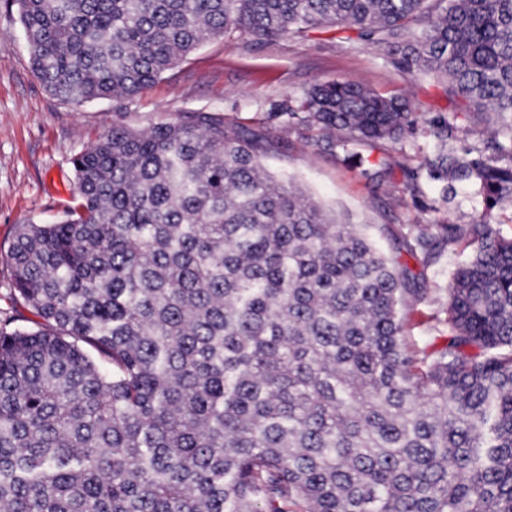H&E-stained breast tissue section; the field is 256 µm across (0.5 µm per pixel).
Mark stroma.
Instances as JSON below:
<instances>
[{
	"label": "stroma",
	"mask_w": 512,
	"mask_h": 512,
	"mask_svg": "<svg viewBox=\"0 0 512 512\" xmlns=\"http://www.w3.org/2000/svg\"><path fill=\"white\" fill-rule=\"evenodd\" d=\"M337 78L406 99L422 122L456 107L441 82L406 73L374 44L350 41L348 31L337 28L273 40L239 32L210 37L134 98L67 104L34 74L18 9L0 0V322L26 324L8 261L18 225L63 216L74 189L73 157L115 124L146 131L191 112H211L225 124L251 129L263 138L261 157L269 172L293 178L347 222L364 226L384 248L391 232L404 225L476 220L484 201L472 185H456L446 198L427 185L416 196L407 190V173L426 149L421 135L371 149L372 158H388L394 168L391 184L376 190L353 160L326 150L325 132L288 124L287 106L314 85ZM476 249L464 240L444 245L426 267L400 255L428 290L427 301L405 315L411 342L420 345L446 333L454 270Z\"/></svg>",
	"instance_id": "obj_1"
}]
</instances>
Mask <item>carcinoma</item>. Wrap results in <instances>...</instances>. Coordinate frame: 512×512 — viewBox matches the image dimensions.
<instances>
[{"instance_id": "carcinoma-1", "label": "carcinoma", "mask_w": 512, "mask_h": 512, "mask_svg": "<svg viewBox=\"0 0 512 512\" xmlns=\"http://www.w3.org/2000/svg\"><path fill=\"white\" fill-rule=\"evenodd\" d=\"M14 3L63 102L132 98L208 37L337 27L492 127L490 154L450 148L458 114L420 129L350 79L286 112L344 150L421 131L427 183L485 197L471 224L393 234L424 267L480 242L421 347L416 275L267 172L256 135L209 112L104 132L74 205L10 251L34 319L0 327V512H512V238L491 220L512 207V0Z\"/></svg>"}]
</instances>
